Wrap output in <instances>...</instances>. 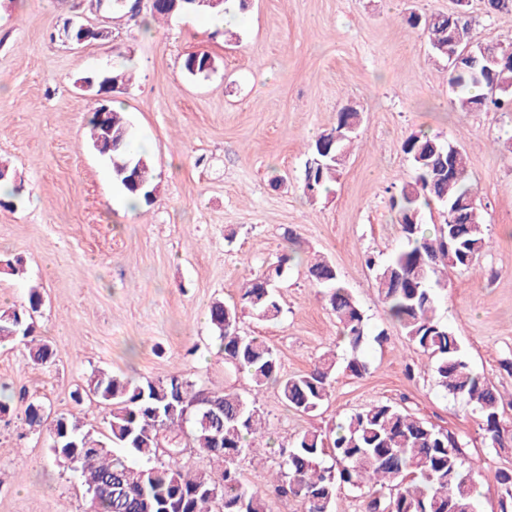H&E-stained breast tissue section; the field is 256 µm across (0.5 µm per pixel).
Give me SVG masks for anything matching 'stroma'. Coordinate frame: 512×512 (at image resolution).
<instances>
[{"label": "stroma", "instance_id": "obj_1", "mask_svg": "<svg viewBox=\"0 0 512 512\" xmlns=\"http://www.w3.org/2000/svg\"><path fill=\"white\" fill-rule=\"evenodd\" d=\"M454 6L248 0L214 24L200 14L152 19L147 0L134 13L89 0H0V160L21 186L16 197L0 189V262L19 257L25 265L21 278L0 269V309L39 287L36 332L57 354L36 365L22 343H0V387L44 398L53 413L74 414L98 434L106 430L103 405L71 399L98 368L134 381L180 374L199 387L249 394V379L218 350L207 309L239 301L246 281L282 253L296 260L275 284L280 320L265 323L240 308L239 334L262 337L287 375L327 353L341 363L351 349L307 276L321 255L369 320L373 337L360 350L369 369L355 377L337 368L328 404L309 414L265 387L266 428L239 462L245 482L268 493L270 512H302L266 484L298 435L329 433L387 401L458 436L464 459L480 467L481 510L496 512L495 473L512 467V447L487 448L474 405L448 397L431 359L408 351L365 263H385L402 245L391 197L414 174L404 140L424 130L462 148L489 247L475 271L442 277L440 318L470 366L501 392V424L512 433V112L455 109L447 60L406 22L410 13ZM467 12L472 42L512 40V11L490 16L484 0H469ZM76 15L110 38L67 44L63 26ZM194 49L215 56L214 72L184 71ZM123 66L132 80L112 98L133 140L145 142L159 183L154 204L132 214L118 207L112 166L88 141L96 92L77 85ZM345 106L362 116L355 142L337 182L307 197L308 145ZM88 508L78 477L52 463L43 438L16 415L0 417V512Z\"/></svg>", "mask_w": 512, "mask_h": 512}]
</instances>
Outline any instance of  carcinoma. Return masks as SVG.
I'll list each match as a JSON object with an SVG mask.
<instances>
[{
  "instance_id": "carcinoma-1",
  "label": "carcinoma",
  "mask_w": 512,
  "mask_h": 512,
  "mask_svg": "<svg viewBox=\"0 0 512 512\" xmlns=\"http://www.w3.org/2000/svg\"><path fill=\"white\" fill-rule=\"evenodd\" d=\"M429 44L438 57L453 46L461 52L470 46L465 6L430 16L424 23ZM495 63L462 64L448 68V86L457 92L462 110L485 108L512 110V47L495 38L485 41ZM215 67L206 50L185 54L183 68L191 76ZM126 82L123 71L106 70L90 75L97 92L115 90L112 78ZM360 123L359 112L342 108L336 125L310 145L304 191L313 196L337 181L348 147ZM92 147L101 144L105 131L112 143L98 153L112 164L116 184L126 195L147 206L155 200L156 182L150 158L131 146L128 123L107 106L104 117L93 111L89 118ZM414 176L392 196L403 245L376 273L380 296L388 313L402 328L409 348L435 359L439 385L452 397L476 403L489 447L508 443L501 427L502 398L497 387L473 372L459 343L437 316L432 283H440L442 267L469 269L488 247L486 225L474 189L468 183V158L458 146L420 131L402 145ZM438 204L447 214L445 223L428 231L423 209ZM291 257L283 255L258 273L241 295L242 304L258 319L274 321L282 308L274 282L281 278ZM310 281L324 289L342 333L357 350L368 336L363 308L340 280L336 266L320 258L307 267ZM44 304L43 294L31 288L27 303L0 310V329L18 330L29 357L36 364L55 362L56 352L37 340L34 314ZM236 305L215 301L209 321L220 340L224 362L248 375L253 391L278 386L292 409L311 413L330 398L334 358L325 356L304 373L285 376L267 342L237 332ZM107 410L108 434L99 437L85 429L73 414L52 415L46 402L21 399L12 406L0 398V414L16 410L29 431L44 435L52 462L81 480L94 512H268L267 494L250 490L241 478L239 459L249 439L266 427L257 397L236 392L208 391L181 375L134 382L107 370H95L83 390ZM192 446L223 464L220 475L194 471L181 462L183 449ZM333 464L323 465L324 457ZM477 466L465 464L458 437L387 402L370 404L352 413L333 435L305 432L280 464L277 494L299 499L303 512H334L342 485L368 488L365 512H453L457 503L477 508ZM503 494L499 512H512V468L496 472Z\"/></svg>"
}]
</instances>
